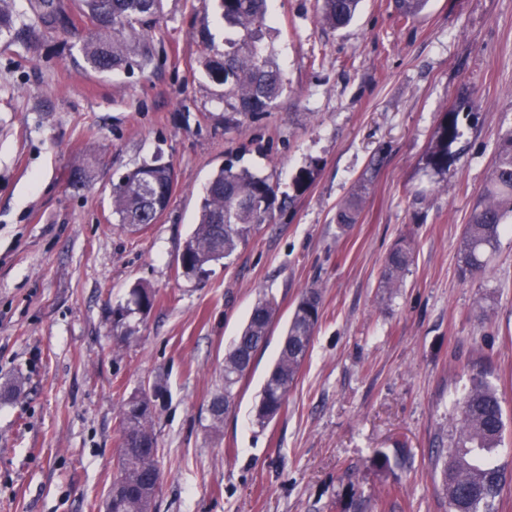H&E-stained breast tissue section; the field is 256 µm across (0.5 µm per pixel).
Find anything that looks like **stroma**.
Here are the masks:
<instances>
[{"instance_id":"stroma-1","label":"stroma","mask_w":512,"mask_h":512,"mask_svg":"<svg viewBox=\"0 0 512 512\" xmlns=\"http://www.w3.org/2000/svg\"><path fill=\"white\" fill-rule=\"evenodd\" d=\"M319 12L318 0H272L285 91L230 125L203 66L224 48L216 0H164L151 64L108 74L85 65L83 29L28 46L0 35V512H100L120 406L156 381L168 396L155 512H448L432 463L482 368L512 473V216L485 275L459 273L464 226L512 129V0H429L407 20L395 0H362L337 30ZM463 101L476 121L440 175L425 155ZM157 158L175 191L155 224L128 231L112 219V183ZM231 159L281 205L201 284L176 256ZM89 164L91 182L70 186ZM355 193L344 232L336 208ZM403 239L414 261L401 288H381ZM136 283L156 301L121 343L111 310ZM309 287L319 327L285 407L258 427L256 396ZM265 296L269 342L214 431L224 354ZM380 451L388 468L372 464ZM360 213V197L358 194H352L336 210V224L341 231L350 229L353 224H357Z\"/></svg>"}]
</instances>
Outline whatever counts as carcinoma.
Returning <instances> with one entry per match:
<instances>
[{"mask_svg":"<svg viewBox=\"0 0 512 512\" xmlns=\"http://www.w3.org/2000/svg\"><path fill=\"white\" fill-rule=\"evenodd\" d=\"M17 0H0V32H16L33 42L43 30L65 33L74 28L63 0H29L33 23L16 25ZM359 0H322V19L340 28L354 16ZM78 14L91 23L84 40L85 63L98 73H109L135 58L151 59L149 30L161 12L162 0H77ZM224 26L238 38L224 43V52L208 57L206 68L212 82L221 87L224 111L260 116L274 109L285 91L272 50L264 43L269 19V0H220ZM473 104L447 112L435 129L426 165L446 174L455 157L452 147L463 136L462 121ZM175 185L172 168L143 164L112 184V215L131 231L155 220L166 208ZM276 192L264 177L229 162L207 184L193 234L184 242L177 262L187 272L207 277L209 267L233 256L246 243L257 225L273 218ZM360 197L351 195L336 210L341 231L357 223ZM512 216V131L498 142L490 178L465 225L462 239L461 274L478 277L485 273L487 254L497 246L506 219ZM412 263L407 240L396 244L384 261L383 287L397 288ZM155 303V292L137 285L125 303L112 308V327L128 340L136 329L129 318L147 315ZM322 294L313 287L302 293L291 319L275 365L265 379L255 409L256 423L263 427L283 408L311 346L321 317ZM276 315L274 303L262 299L253 307L241 333L224 355L223 391L208 407L210 428L218 430L235 408L239 386L251 371L257 353L269 340ZM148 390L140 388L123 400L120 410L123 450L112 486V512H154L159 472L158 442L154 430L156 409L150 406ZM505 422L501 398L489 383L486 371L472 375L470 386L459 402L457 422L448 435V447L438 450L439 483L448 512H497L496 501L506 483L505 469L495 461L502 444Z\"/></svg>","mask_w":512,"mask_h":512,"instance_id":"obj_1","label":"carcinoma"}]
</instances>
